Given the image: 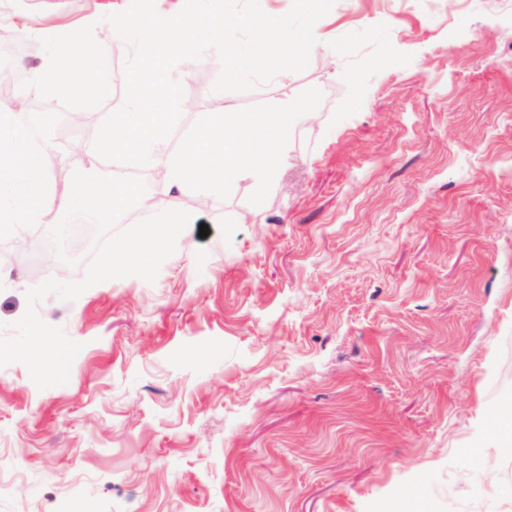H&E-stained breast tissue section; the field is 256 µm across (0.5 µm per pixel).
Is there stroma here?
<instances>
[{"label":"stroma","instance_id":"obj_1","mask_svg":"<svg viewBox=\"0 0 512 512\" xmlns=\"http://www.w3.org/2000/svg\"><path fill=\"white\" fill-rule=\"evenodd\" d=\"M129 0H0V37L40 38ZM308 68L228 92L295 98L266 202L205 206L155 282L131 276L41 318L82 343L67 383L0 371V512H512V0H336ZM59 123L79 161L124 100ZM216 53L179 64L183 135L212 108ZM208 236H200L201 226ZM41 278L0 270V337Z\"/></svg>","mask_w":512,"mask_h":512}]
</instances>
